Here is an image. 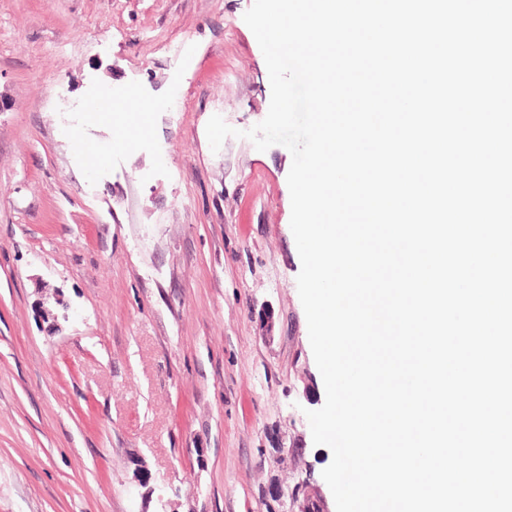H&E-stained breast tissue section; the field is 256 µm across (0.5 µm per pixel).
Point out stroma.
Here are the masks:
<instances>
[{
	"instance_id": "1",
	"label": "stroma",
	"mask_w": 512,
	"mask_h": 512,
	"mask_svg": "<svg viewBox=\"0 0 512 512\" xmlns=\"http://www.w3.org/2000/svg\"><path fill=\"white\" fill-rule=\"evenodd\" d=\"M252 4L0 0V512H267L308 471L336 512L292 156L206 135L268 113ZM108 88L155 106L133 145L88 109Z\"/></svg>"
}]
</instances>
